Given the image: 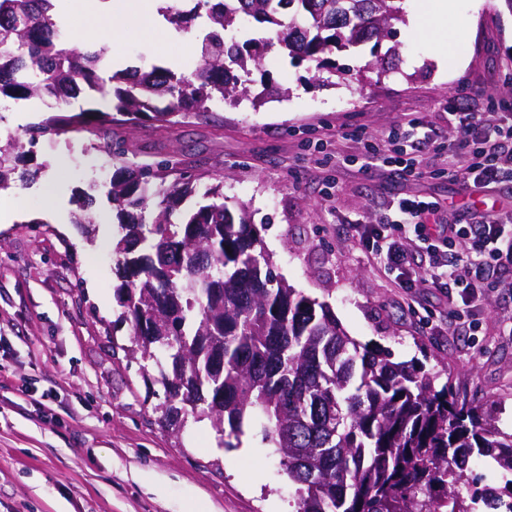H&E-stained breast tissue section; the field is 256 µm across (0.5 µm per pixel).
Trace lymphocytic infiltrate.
<instances>
[{"instance_id": "1", "label": "lymphocytic infiltrate", "mask_w": 512, "mask_h": 512, "mask_svg": "<svg viewBox=\"0 0 512 512\" xmlns=\"http://www.w3.org/2000/svg\"><path fill=\"white\" fill-rule=\"evenodd\" d=\"M498 123H485L478 112L448 107V121L465 128L466 159L449 166L448 176L494 188L512 183V102L500 101ZM422 120L413 119L389 132L385 142L364 145L365 169L377 164L402 166L420 177L424 171L415 155L433 145L422 133ZM393 220L383 224H353L349 232L358 249L389 273L398 287L415 283L444 291L448 305L463 314L485 302L494 272L512 276V212L486 216L463 215L447 223L439 218L438 202L415 196L393 197Z\"/></svg>"}]
</instances>
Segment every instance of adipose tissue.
Listing matches in <instances>:
<instances>
[{
    "instance_id": "obj_1",
    "label": "adipose tissue",
    "mask_w": 512,
    "mask_h": 512,
    "mask_svg": "<svg viewBox=\"0 0 512 512\" xmlns=\"http://www.w3.org/2000/svg\"><path fill=\"white\" fill-rule=\"evenodd\" d=\"M164 0H122L121 5L111 6L106 0H92V19L80 38L92 41L102 37L119 42L131 32L143 35L157 33L161 28L159 11ZM458 13L456 0H436L433 12L415 17L411 34L422 39L439 38L440 50H447V40L456 25Z\"/></svg>"
}]
</instances>
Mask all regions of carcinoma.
<instances>
[{
    "label": "carcinoma",
    "instance_id": "obj_1",
    "mask_svg": "<svg viewBox=\"0 0 512 512\" xmlns=\"http://www.w3.org/2000/svg\"><path fill=\"white\" fill-rule=\"evenodd\" d=\"M62 0H0V101L54 100L57 113L29 125L46 134L89 132L119 159L107 198L117 210L114 253L118 321L130 325L144 360L167 354L161 419L208 416L240 437L260 428L298 485L297 512H473L512 500V432L493 411L457 397L452 385L384 348L366 349L328 304L286 284L245 209L224 203L223 182L199 190L161 181V170L126 161L125 121L67 113L84 88L118 100L116 111L161 126L185 112L249 92L267 39L224 38L243 20L268 24L314 78L334 49L380 43L404 20L401 0H198L191 14L165 8L176 24L202 20V65L193 78L155 68L103 76L104 50L72 49L56 19ZM121 82L113 86L114 81ZM24 145H0V186L29 172ZM194 208L182 209L189 196ZM155 201L151 221L143 212ZM93 198L78 201L75 224H93ZM494 461L511 478L489 487L466 459Z\"/></svg>",
    "mask_w": 512,
    "mask_h": 512
}]
</instances>
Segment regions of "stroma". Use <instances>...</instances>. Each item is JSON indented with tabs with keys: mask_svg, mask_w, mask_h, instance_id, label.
Wrapping results in <instances>:
<instances>
[{
	"mask_svg": "<svg viewBox=\"0 0 512 512\" xmlns=\"http://www.w3.org/2000/svg\"><path fill=\"white\" fill-rule=\"evenodd\" d=\"M457 4L456 48L444 63L405 21L379 46L332 51V68L317 81L275 42L250 77L254 91L270 90L262 103L227 101L162 128L135 123L128 158L197 186L223 182L225 203L250 213L290 285L328 303L360 344L423 365L460 396L493 408L510 431L512 332L503 320L512 316V284L501 283L452 332L445 294L396 287L347 232L392 218L388 202L401 193L438 200L450 221L459 211L512 210V188H470L443 171L467 139L449 125V104L493 124L500 115L489 99H512V11L503 0ZM166 30L169 57L139 34L107 45L106 55L126 70L185 75L200 64L201 30ZM393 46L388 74L368 73L372 56ZM50 107L6 101L0 127L23 137ZM414 118L438 139L439 153L425 159L430 176L360 172L364 149L352 132L382 140ZM25 151L35 177L0 189V207L41 211L56 187L67 229L43 220L0 227V512H182L190 497L201 512H296V487L257 428L245 427L240 447L228 448L207 417L176 430L161 424L158 369L116 323L111 158L83 135H46ZM86 192L97 218L81 226L72 215Z\"/></svg>",
	"mask_w": 512,
	"mask_h": 512,
	"instance_id": "35a3bbf8",
	"label": "stroma"
}]
</instances>
